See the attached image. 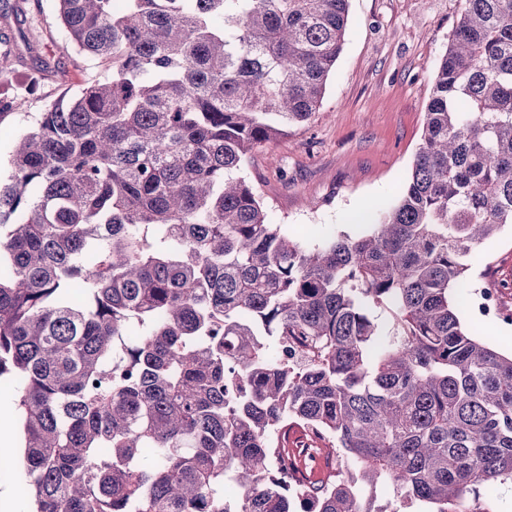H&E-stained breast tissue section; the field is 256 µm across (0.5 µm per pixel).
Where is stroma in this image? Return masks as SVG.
<instances>
[{"label":"stroma","instance_id":"35a3bbf8","mask_svg":"<svg viewBox=\"0 0 512 512\" xmlns=\"http://www.w3.org/2000/svg\"><path fill=\"white\" fill-rule=\"evenodd\" d=\"M459 0H349L343 50L320 109L287 137L254 151L242 174L273 224L293 236L357 235L403 190L421 142L434 65L448 47ZM58 19L57 0H0V178L15 140L39 113L103 77ZM39 91L28 95L31 79ZM512 282V228L471 264L458 315L496 348L512 350V322L478 314L482 286Z\"/></svg>","mask_w":512,"mask_h":512}]
</instances>
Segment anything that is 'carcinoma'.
I'll return each mask as SVG.
<instances>
[{"instance_id":"cac0c4a2","label":"carcinoma","mask_w":512,"mask_h":512,"mask_svg":"<svg viewBox=\"0 0 512 512\" xmlns=\"http://www.w3.org/2000/svg\"><path fill=\"white\" fill-rule=\"evenodd\" d=\"M58 2L111 76L35 117L0 180V377L32 512H366L379 481L489 512L512 354L454 290L512 225V0H460L400 197L313 243L241 171L316 112L348 0ZM295 429L339 466L312 477Z\"/></svg>"}]
</instances>
